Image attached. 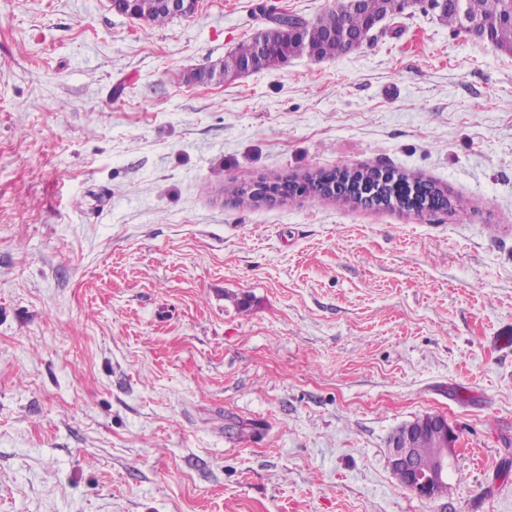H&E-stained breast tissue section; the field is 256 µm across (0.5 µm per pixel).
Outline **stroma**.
I'll return each instance as SVG.
<instances>
[{
    "mask_svg": "<svg viewBox=\"0 0 512 512\" xmlns=\"http://www.w3.org/2000/svg\"><path fill=\"white\" fill-rule=\"evenodd\" d=\"M335 3L0 0V512H512V55L416 7L185 80ZM373 166L456 209L231 194ZM426 413L434 500L388 465ZM198 2V0H165L164 4L174 13L159 2V0H137L135 5L146 23L149 25H162L177 15L186 17L193 15L198 8ZM430 432L438 440L437 463L434 459L433 442L429 436L423 435L416 443V450L421 459L423 471L418 465L417 458L412 453V445L421 434ZM456 436L447 418L432 414L424 416L419 426L409 425L403 435L394 434L389 443L388 464L391 471L399 469L407 476L399 473V478L407 488L418 497L433 500L441 497L447 488L448 461L453 454ZM408 489V488H407Z\"/></svg>",
    "mask_w": 512,
    "mask_h": 512,
    "instance_id": "obj_1",
    "label": "stroma"
}]
</instances>
